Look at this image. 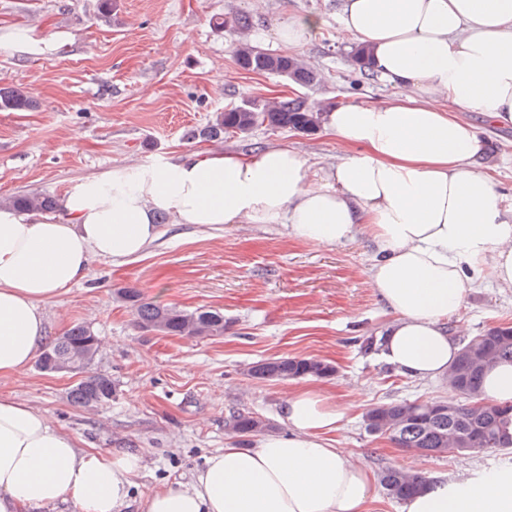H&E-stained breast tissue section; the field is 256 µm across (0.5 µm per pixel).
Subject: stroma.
Wrapping results in <instances>:
<instances>
[{
	"mask_svg": "<svg viewBox=\"0 0 512 512\" xmlns=\"http://www.w3.org/2000/svg\"><path fill=\"white\" fill-rule=\"evenodd\" d=\"M97 0H0V85L24 89L36 101L28 112L0 111V196L41 190L55 196L117 165H151L204 150L186 139L215 112L243 100L294 92L307 105L380 104L395 87L376 71L359 73L347 54L355 41L343 31L339 0H117L111 22L100 21ZM250 15L251 40L274 54L287 48L275 36L283 15L323 18L311 41L297 46L323 75L308 88L245 71L233 54L234 33L216 29V15ZM28 28L37 46L15 48L12 30ZM465 118L487 142L480 167L512 206V126L481 112ZM275 145L298 150L312 176L335 166L345 146L325 129L311 133L255 130L225 136L223 148L244 153ZM374 244L357 234L346 244L301 241L281 224H228L201 229L170 226L141 257L122 264L92 258L87 277L46 309L49 338L90 326L100 339L92 372L111 377L116 393L96 408L68 399L78 375L37 366L0 377L8 395L46 413L85 450L142 454L146 469L135 495L157 483H186L206 457L226 445L229 411L249 412L286 431L278 407L301 380H255L247 366L283 356H315L335 365L321 386L344 418L335 447L373 476L368 512H404L375 478L386 467L464 480L512 471V453L453 457L412 454L369 434L368 408L393 401H434L444 378L417 379L389 365L361 342L385 334L392 316L372 288ZM188 310L223 312V336L188 339L146 333L118 289ZM512 325V288L483 282L468 289L448 333L465 341L486 328Z\"/></svg>",
	"mask_w": 512,
	"mask_h": 512,
	"instance_id": "35a3bbf8",
	"label": "stroma"
}]
</instances>
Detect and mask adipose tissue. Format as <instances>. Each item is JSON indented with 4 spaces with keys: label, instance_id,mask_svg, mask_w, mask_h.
Returning <instances> with one entry per match:
<instances>
[{
    "label": "adipose tissue",
    "instance_id": "adipose-tissue-1",
    "mask_svg": "<svg viewBox=\"0 0 512 512\" xmlns=\"http://www.w3.org/2000/svg\"><path fill=\"white\" fill-rule=\"evenodd\" d=\"M341 24L399 90L344 105L324 127L346 154L319 182L294 149L212 150L116 166L61 197L64 219L0 209V375L26 371L48 339L46 306L84 280L91 257H141L175 223L284 224L336 246L365 233L369 280L394 319L381 351L414 378L446 374L445 331L473 278L512 286V210L478 167L485 142L467 112L512 124V0H342ZM288 430L211 453L190 483H164L139 512H365L367 472L332 445L343 412L323 389L282 404ZM142 455L80 449L47 414L0 397V512H122ZM406 512H512V472L431 480Z\"/></svg>",
    "mask_w": 512,
    "mask_h": 512
}]
</instances>
